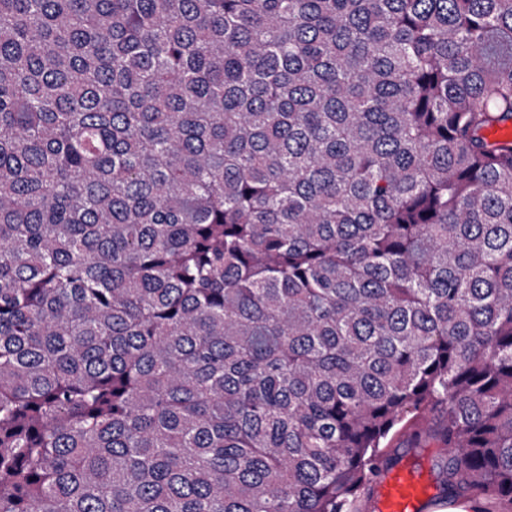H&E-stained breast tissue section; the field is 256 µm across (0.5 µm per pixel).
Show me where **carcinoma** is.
Here are the masks:
<instances>
[{
    "label": "carcinoma",
    "instance_id": "carcinoma-1",
    "mask_svg": "<svg viewBox=\"0 0 512 512\" xmlns=\"http://www.w3.org/2000/svg\"><path fill=\"white\" fill-rule=\"evenodd\" d=\"M507 123L512 0H0V512H512ZM396 462L394 465L408 461L409 464L429 470L436 485L441 492L440 463L441 449L436 444L428 448H411L407 444L393 440ZM433 482L427 472L421 470L412 472L408 466H389L383 468L376 482L372 485L368 497L360 507H366L372 512H421L423 506L431 500L437 499ZM483 504L474 502H461L458 507L433 509L426 508L422 512H474L477 506Z\"/></svg>",
    "mask_w": 512,
    "mask_h": 512
}]
</instances>
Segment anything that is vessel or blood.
<instances>
[{"label": "vessel or blood", "instance_id": "vessel-or-blood-1", "mask_svg": "<svg viewBox=\"0 0 512 512\" xmlns=\"http://www.w3.org/2000/svg\"><path fill=\"white\" fill-rule=\"evenodd\" d=\"M437 492L427 472H412L408 466L383 468L364 505L369 512H422Z\"/></svg>", "mask_w": 512, "mask_h": 512}]
</instances>
